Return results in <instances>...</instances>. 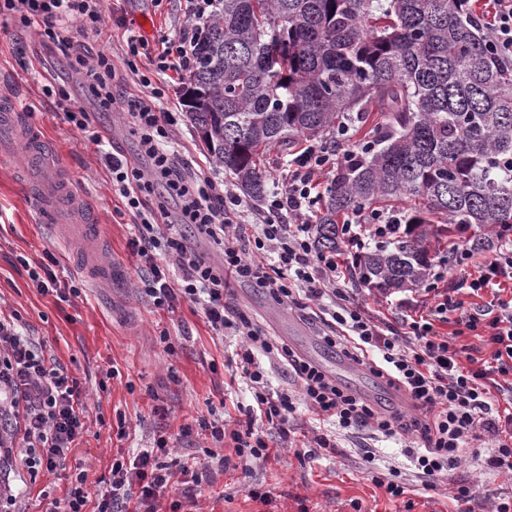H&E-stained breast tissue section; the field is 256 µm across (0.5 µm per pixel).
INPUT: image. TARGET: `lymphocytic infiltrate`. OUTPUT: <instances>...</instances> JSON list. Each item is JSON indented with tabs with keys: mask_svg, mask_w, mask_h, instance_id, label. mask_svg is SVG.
Returning <instances> with one entry per match:
<instances>
[{
	"mask_svg": "<svg viewBox=\"0 0 512 512\" xmlns=\"http://www.w3.org/2000/svg\"><path fill=\"white\" fill-rule=\"evenodd\" d=\"M218 6V0H188L190 21L175 38L150 50L128 36L127 57L145 56L160 72L189 70L200 24ZM481 13L495 53L512 62V0H483ZM0 19L35 28L51 49L66 57L100 111L128 114L138 137L137 162L120 151H108L95 114L85 109L63 79L55 81L63 121L102 148L112 190L135 219L132 244L146 268L143 294L158 309L186 299L203 312L216 334L242 340L237 368L254 398L250 426L243 431L214 427L216 442L228 438L239 456L266 458L270 449L260 424L286 428L302 404L317 415L336 419L346 430L369 429L387 437L418 434L422 445L411 453L425 485H433L470 449L487 441L493 444L487 467L512 476V411L492 414L488 385L492 375L512 373V299L504 297L512 285V246L480 263L470 250L454 249L455 268L462 273L459 285L474 296V303L464 304L445 289V271L437 269L430 287L432 302L416 310L406 335H397L390 325L371 319L351 295L346 287L350 268L339 254L315 246L312 229L320 178L339 168L338 150L349 143V131H338L337 151L309 146L289 160L280 188L270 194L264 209L253 211L232 188L189 172L170 152L167 142L176 120L164 89L142 74L139 93L128 92L108 53L91 52L74 40L70 24L101 30L100 0H0ZM170 201L175 202V211H168ZM402 234L399 217L390 212L358 213L342 225L344 241L359 249ZM197 238L221 250V263L195 250ZM234 282L264 289L280 305L308 312L327 328L326 343L346 342L355 360L380 355L375 374L402 390L417 418L407 424L402 417L374 410L288 344L268 336L227 303L226 292ZM451 316L462 329L486 332L490 361L464 358L452 337L435 330V322ZM272 362L293 372L300 391L270 388ZM0 394L5 397L0 417L8 423L23 422L30 475L63 463L84 432L83 391L76 378L48 363L14 319L2 315ZM168 453V442L161 437L152 447L140 449L132 461H114L95 512H159V500L170 482L159 459Z\"/></svg>",
	"mask_w": 512,
	"mask_h": 512,
	"instance_id": "obj_1",
	"label": "lymphocytic infiltrate"
}]
</instances>
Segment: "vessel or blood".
<instances>
[{
    "label": "vessel or blood",
    "mask_w": 512,
    "mask_h": 512,
    "mask_svg": "<svg viewBox=\"0 0 512 512\" xmlns=\"http://www.w3.org/2000/svg\"><path fill=\"white\" fill-rule=\"evenodd\" d=\"M0 124L12 127L22 140L28 155L24 170L27 176V195L42 221H60L70 225L73 232H81L83 225L93 222L84 193L62 172L54 168V156L40 133L25 121L23 113L0 110Z\"/></svg>",
    "instance_id": "vessel-or-blood-1"
}]
</instances>
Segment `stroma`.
Returning <instances> with one entry per match:
<instances>
[{"label":"stroma","mask_w":512,"mask_h":512,"mask_svg":"<svg viewBox=\"0 0 512 512\" xmlns=\"http://www.w3.org/2000/svg\"><path fill=\"white\" fill-rule=\"evenodd\" d=\"M101 9L103 29L89 35L87 42L94 50L108 52L132 86L137 78L126 67L128 31L157 47L178 35L185 23L186 2L101 0ZM46 55L31 31L0 22V85L9 89L31 124L47 138L64 173L83 190L99 230L62 245L57 225L39 221L13 165L0 166V314L16 317L47 358L80 378L88 395V421L79 447L72 449L63 465L34 479L22 464L23 427L15 425L4 451L6 462L0 467V488L16 496L18 512H45L51 501L66 497L78 473L85 477L87 505L95 507L101 480L113 460L151 446L163 435L173 447L167 461L175 482L183 481L186 468L206 476L198 512H461L463 505L453 490L460 482L479 484L490 497L512 498V478L465 461L450 478L427 487L412 472L398 443L367 431H340L304 408L291 417V430L310 441L327 436L334 449L286 447L276 428L266 435L280 452L264 462L244 461L231 443H214L201 429L200 419H219L227 428L242 430L253 403L249 389L234 376L238 339L216 336L187 300L165 311L140 296L143 267L131 246L134 218L116 214L118 199L95 145L64 123L55 100L46 96L51 73L69 72L61 57L55 58L53 72H46L41 65ZM84 105L95 113L117 150L128 155L137 152L127 115L98 111L89 98ZM168 147L195 171L225 181L223 169L209 161L186 116H179ZM50 253L57 259L59 279L73 282L79 294L62 299L41 292L31 280L30 269L44 263ZM349 286L374 318L399 331L404 328L408 302L427 298L420 286L388 295L354 278ZM232 300L294 350L316 344L325 357L336 358L337 349L323 344L318 324L298 310L276 304L264 290L237 284ZM344 368L340 386L379 411H400L391 387L366 367L348 360ZM214 453L223 456V464L211 462ZM393 466L401 468L408 485L398 497L374 481Z\"/></svg>","instance_id":"35a3bbf8"}]
</instances>
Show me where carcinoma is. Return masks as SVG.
<instances>
[{
  "label": "carcinoma",
  "instance_id": "1",
  "mask_svg": "<svg viewBox=\"0 0 512 512\" xmlns=\"http://www.w3.org/2000/svg\"><path fill=\"white\" fill-rule=\"evenodd\" d=\"M194 57L188 121L253 199L272 150L305 137L334 151L338 129L365 131L370 150L321 194L316 245L337 250L338 217L378 200L409 203V232L360 257L359 283L421 284L435 219L482 226L475 250L512 235V65L467 0H223Z\"/></svg>",
  "mask_w": 512,
  "mask_h": 512
}]
</instances>
